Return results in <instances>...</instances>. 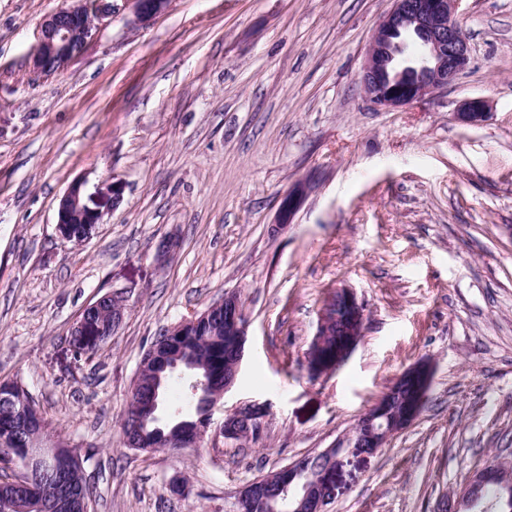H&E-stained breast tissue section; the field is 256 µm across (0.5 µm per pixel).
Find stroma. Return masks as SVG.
<instances>
[{
	"label": "stroma",
	"instance_id": "stroma-1",
	"mask_svg": "<svg viewBox=\"0 0 512 512\" xmlns=\"http://www.w3.org/2000/svg\"><path fill=\"white\" fill-rule=\"evenodd\" d=\"M62 4L0 0V380L91 453L93 512H235L247 482L344 445L420 360L434 371L420 416L344 458L327 512H433L489 459L512 461V0H460L468 67L398 108L360 82L391 0H170L144 27L116 0L65 72L34 75L40 25ZM473 98L488 114L469 124ZM77 178L124 188L80 244L55 229ZM339 287L365 308L363 336L314 379L306 350ZM228 292L244 354L203 440L127 447L144 352ZM105 294L123 322L75 359L71 329ZM248 403L268 409L258 434L225 439V415ZM310 184L307 180H298L295 182L288 193L281 200L279 208L278 225L286 226L290 223L294 214L301 208L308 196Z\"/></svg>",
	"mask_w": 512,
	"mask_h": 512
}]
</instances>
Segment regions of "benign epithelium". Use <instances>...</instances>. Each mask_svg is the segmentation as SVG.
Here are the masks:
<instances>
[{"label":"benign epithelium","instance_id":"7a95c632","mask_svg":"<svg viewBox=\"0 0 512 512\" xmlns=\"http://www.w3.org/2000/svg\"><path fill=\"white\" fill-rule=\"evenodd\" d=\"M131 5L135 26H147L168 7L169 0H124ZM459 0H392V6L379 23L363 67L361 83L369 100L378 106L397 108L422 99L448 87L467 68L470 46L458 26L455 13ZM114 0H65L63 7L41 24L38 45L31 59L32 71L41 76L60 74L82 54L86 44L112 20ZM462 120L477 123L486 116V101L474 98L466 101L459 112ZM310 184L295 182L281 200L278 223L285 226L301 208L308 196ZM122 187L115 183L99 184L89 191L87 181L77 179L68 186L57 207L56 231L64 241L73 239V225L103 223L105 211L122 199ZM224 323L236 336L234 366L224 372V390L235 384L245 344L246 318L240 298L224 295ZM365 323V309L355 293L346 287L337 288L320 310L317 330L310 342L309 357L317 356L324 338L338 328L350 336L329 362L316 361L310 369L317 374L344 363L357 344ZM418 375L422 383L418 396L399 414H392L395 389L388 388L374 405L362 415L343 448H326L321 455L342 454L367 457L381 448L388 438L403 430L420 415L433 379V367L427 360L406 368L396 382ZM268 410L249 404L224 417V438L236 440L243 432L233 422L249 418L259 423ZM60 454L77 455L71 448H57L49 456L31 454L29 465L17 472L14 482L19 487L29 485L31 466ZM312 457H303L279 470L277 503L281 512H326L336 497L337 470L322 473L319 482L311 486L301 481L303 471ZM501 467L490 462L473 472L459 493L453 508L465 512H484L481 491L488 486H505L501 482ZM265 480L247 484L239 492L236 504L264 498ZM64 499L53 486L41 488L33 498L35 512H61Z\"/></svg>","mask_w":512,"mask_h":512}]
</instances>
